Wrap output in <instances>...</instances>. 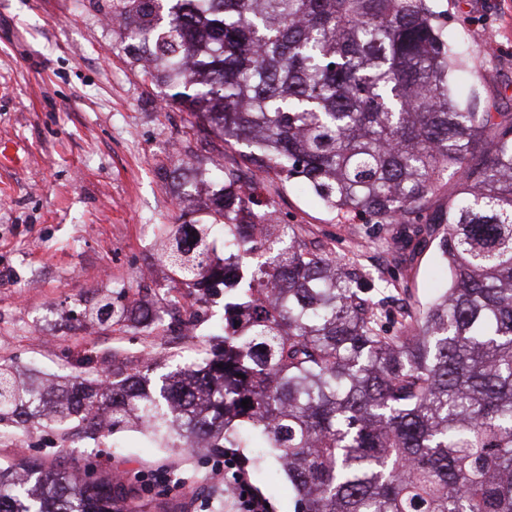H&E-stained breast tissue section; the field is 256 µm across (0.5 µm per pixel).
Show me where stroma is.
Listing matches in <instances>:
<instances>
[{"label": "stroma", "instance_id": "stroma-1", "mask_svg": "<svg viewBox=\"0 0 512 512\" xmlns=\"http://www.w3.org/2000/svg\"><path fill=\"white\" fill-rule=\"evenodd\" d=\"M446 33L468 53L462 78L480 112L512 113V0H431ZM498 49L487 57L485 35ZM164 90L130 63L114 30L110 0H0V360L39 377H86L113 353L140 364L195 365L211 336L224 332V293L196 303L195 331L179 320L102 326L96 303L148 300L167 309L171 295L158 256L163 224L206 217L207 205L181 198L180 163L206 176L218 168L256 176L261 199L337 254L367 244L368 268L389 266L412 302L426 303L445 282L435 244L399 248L401 228L383 229L326 209L299 181L256 173L243 146L188 128L164 106ZM242 470L223 457L160 448L138 433L120 442L28 423L0 425V462L20 456L76 472L117 476L133 491L131 512H224L222 492L244 474L269 512H293V495L263 443L239 449Z\"/></svg>", "mask_w": 512, "mask_h": 512}]
</instances>
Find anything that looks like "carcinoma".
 <instances>
[{
	"label": "carcinoma",
	"mask_w": 512,
	"mask_h": 512,
	"mask_svg": "<svg viewBox=\"0 0 512 512\" xmlns=\"http://www.w3.org/2000/svg\"><path fill=\"white\" fill-rule=\"evenodd\" d=\"M133 63L191 127L302 180L337 213L437 242L448 288L406 305L390 335L375 280L210 180V218L161 228L169 288L252 269L224 303L219 351L148 385L154 364L55 395L0 361V423L135 431L229 456L256 436L295 491L293 512H512V113L476 112L451 88L465 60L427 0H114ZM448 185V210L425 217ZM260 226L265 253L240 226ZM134 302L112 323L145 325ZM249 400L248 407L241 405ZM106 478L23 460L0 466V512H129Z\"/></svg>",
	"instance_id": "carcinoma-1"
}]
</instances>
